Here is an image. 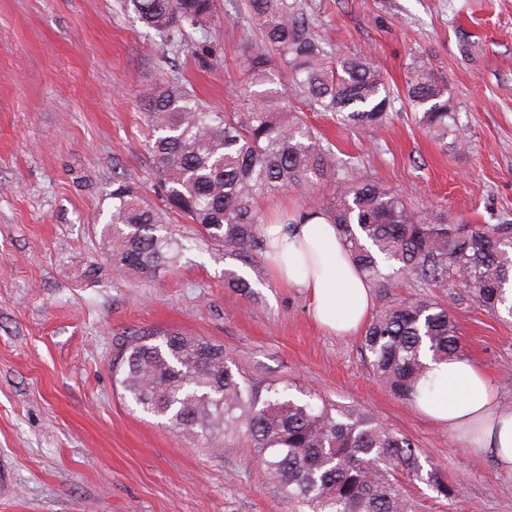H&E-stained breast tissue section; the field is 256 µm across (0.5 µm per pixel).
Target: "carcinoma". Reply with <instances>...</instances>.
Here are the masks:
<instances>
[{
  "label": "carcinoma",
  "instance_id": "carcinoma-1",
  "mask_svg": "<svg viewBox=\"0 0 512 512\" xmlns=\"http://www.w3.org/2000/svg\"><path fill=\"white\" fill-rule=\"evenodd\" d=\"M170 46L209 26L213 0H119ZM260 37L251 43L237 87L238 112L206 107L186 86L160 81L145 97L147 152L165 209L147 205L129 184H112V211L102 229L115 273L152 277L173 267L183 245L166 224L184 216L243 259L265 249L255 201L279 189L311 190L336 175V157L280 88L278 61L294 96L343 124L370 128L387 118L384 75L369 54L331 57L312 31L303 0H248ZM415 119L438 142L456 137L457 114L443 81L427 66L406 74ZM329 214L350 256L376 282L413 279L452 288L459 301L512 317V220L450 224L448 213L425 212L356 172L334 181ZM362 350L373 375L394 397L415 402L426 374L422 357L465 354L448 304L419 297L380 311L367 324ZM115 384L133 409L198 436L218 451L243 440L299 512H417L398 478H417L416 446L356 405L335 406L289 387L245 379L224 345L179 332H140L115 355ZM427 483L453 500L457 482L436 467Z\"/></svg>",
  "mask_w": 512,
  "mask_h": 512
}]
</instances>
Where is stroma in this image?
<instances>
[{"label":"stroma","instance_id":"obj_1","mask_svg":"<svg viewBox=\"0 0 512 512\" xmlns=\"http://www.w3.org/2000/svg\"><path fill=\"white\" fill-rule=\"evenodd\" d=\"M247 0H215L206 31L181 46L116 0H0V512H297L244 444L215 452L132 410L112 360L137 331L223 344L246 378L357 403L416 446L423 469L463 485L452 501L419 480V512H512V476L377 381L360 335L326 333L305 297L273 283L264 253L243 261L198 225L167 218L185 247L171 270L116 276L101 229L121 178L161 207L146 148L144 95L179 78L230 112L257 31ZM332 53L372 52L387 119L366 130L305 108L342 160L418 210L452 223L512 220V0H306ZM414 63L445 82L463 133L443 146L405 97ZM246 278L249 294L225 272ZM375 310L439 298L414 281L373 283ZM452 313L466 354L512 403V318L464 302Z\"/></svg>","mask_w":512,"mask_h":512}]
</instances>
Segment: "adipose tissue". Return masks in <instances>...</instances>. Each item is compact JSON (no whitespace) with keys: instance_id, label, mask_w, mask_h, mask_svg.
<instances>
[{"instance_id":"ef3b65f1","label":"adipose tissue","mask_w":512,"mask_h":512,"mask_svg":"<svg viewBox=\"0 0 512 512\" xmlns=\"http://www.w3.org/2000/svg\"><path fill=\"white\" fill-rule=\"evenodd\" d=\"M261 233L270 278L300 291L321 328L348 336L367 323L369 282L327 214L288 209L263 224ZM425 383L429 390L418 397V411L447 428L470 454L490 455L501 473L512 474V406L488 375L463 357L432 364Z\"/></svg>"}]
</instances>
